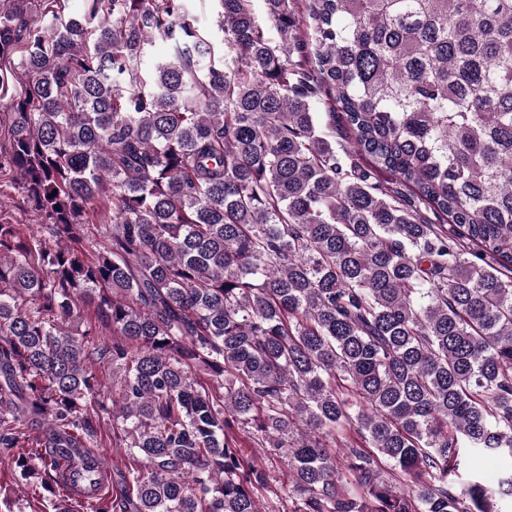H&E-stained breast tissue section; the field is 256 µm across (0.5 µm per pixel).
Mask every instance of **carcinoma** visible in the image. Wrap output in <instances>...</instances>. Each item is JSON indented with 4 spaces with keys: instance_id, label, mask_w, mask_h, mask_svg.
I'll list each match as a JSON object with an SVG mask.
<instances>
[{
    "instance_id": "obj_1",
    "label": "carcinoma",
    "mask_w": 512,
    "mask_h": 512,
    "mask_svg": "<svg viewBox=\"0 0 512 512\" xmlns=\"http://www.w3.org/2000/svg\"><path fill=\"white\" fill-rule=\"evenodd\" d=\"M25 2L0 0V174L42 223L0 217V455L37 512H512V0H264L276 43L217 0L219 56L186 0ZM105 425L130 468L61 495ZM257 458L269 468L276 481L274 483L278 491L282 494L283 491L288 492V466L284 459L279 456H257ZM59 469L62 473L64 487L69 495L72 498L81 499L84 493V484L87 482L83 472L81 470L75 471L76 467L65 460L61 461Z\"/></svg>"
}]
</instances>
